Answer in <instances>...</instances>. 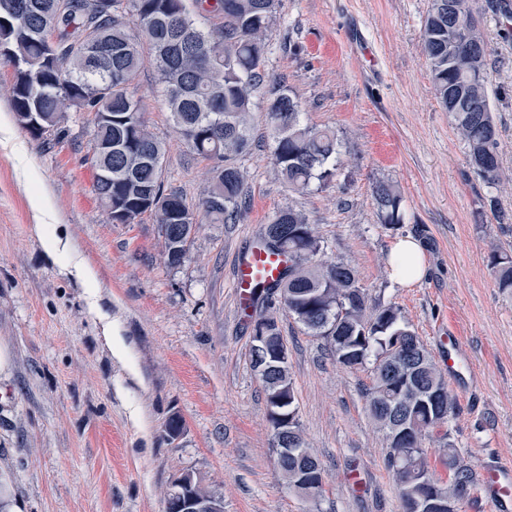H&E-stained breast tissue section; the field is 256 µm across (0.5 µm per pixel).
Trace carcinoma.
Wrapping results in <instances>:
<instances>
[{
    "mask_svg": "<svg viewBox=\"0 0 512 512\" xmlns=\"http://www.w3.org/2000/svg\"><path fill=\"white\" fill-rule=\"evenodd\" d=\"M201 15L221 20L211 30L197 25L186 0H0V60L13 68L9 89L18 124L49 141L62 132L71 112L94 114L88 160L94 191L112 222L145 213L160 225L166 263L187 259L196 214L212 224H234L243 204L244 175L232 156L252 141L248 114L252 95L263 89L266 119L275 139L274 163L288 188L308 189L336 171L339 143L330 130L302 121L300 102L284 81L272 82L265 69L266 32L276 0H195ZM479 0H431L422 32L435 97L465 141L472 172L485 185L499 181L498 127L488 97V46L477 26ZM153 63L175 128L188 147L214 164L215 176L204 197L190 207L165 183V145L147 129L141 101L131 92L144 62ZM40 113L41 128L27 126V113ZM379 223H404L403 196L385 181L373 184ZM261 245L288 256V269L274 286L256 284V298L277 295L288 317L305 333L326 341L340 364L356 368L372 362L369 411L385 438L397 416L414 426L410 438L387 451V466L398 485L431 491L445 503L469 498L476 479L463 468L454 448L444 465L448 485L430 472L425 442L457 408L441 371L419 336L395 305L367 306L355 271L322 263L321 240L313 225L288 209L266 224ZM497 288L512 300V250L489 256ZM399 373H410L420 391H432L430 410L414 408L399 390ZM267 405L296 404L288 365L262 378ZM277 463L288 482L310 467L280 451L278 422L268 417Z\"/></svg>",
    "mask_w": 512,
    "mask_h": 512,
    "instance_id": "carcinoma-1",
    "label": "carcinoma"
}]
</instances>
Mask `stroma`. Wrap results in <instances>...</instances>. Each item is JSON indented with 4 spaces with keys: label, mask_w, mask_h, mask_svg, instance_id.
Here are the masks:
<instances>
[{
    "label": "stroma",
    "mask_w": 512,
    "mask_h": 512,
    "mask_svg": "<svg viewBox=\"0 0 512 512\" xmlns=\"http://www.w3.org/2000/svg\"><path fill=\"white\" fill-rule=\"evenodd\" d=\"M429 8L430 0H279L266 69L300 101L305 123L335 131L336 174L288 190L256 94L252 147L235 160L246 206L234 224L199 219L190 258L177 268L162 257L153 215L108 220L85 160L90 113H71L51 141L19 128L12 146H0V476L21 512H165L185 473L219 496L224 512H403L368 413L370 367L342 366L282 311L302 436L325 471L318 502L304 501L278 470L249 365L251 324L232 283L237 256L288 209L313 224L323 262L355 269L369 304L401 309L437 367L444 335L461 337L465 367L449 385L458 411L426 443L435 477L448 483L450 449L476 477L512 459V301L488 260L494 247L512 246V18L485 8L479 16L502 172L490 190L434 95L421 41ZM131 89L166 144L169 183L196 204L211 162L177 132L152 66ZM378 180L405 200L396 228L377 219ZM35 193L46 219L30 207ZM405 236L427 262L409 285L389 266ZM52 237L64 251L46 249ZM78 264L95 270L94 282L73 274ZM174 416L182 425L171 438Z\"/></svg>",
    "instance_id": "stroma-1"
}]
</instances>
